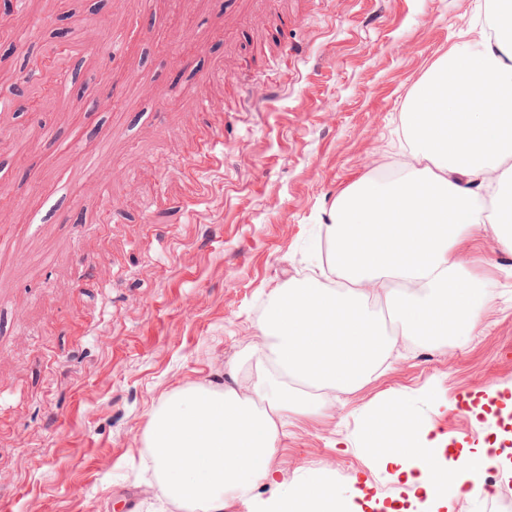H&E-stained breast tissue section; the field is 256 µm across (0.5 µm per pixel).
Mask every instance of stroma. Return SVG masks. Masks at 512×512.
<instances>
[{"instance_id":"35a3bbf8","label":"stroma","mask_w":512,"mask_h":512,"mask_svg":"<svg viewBox=\"0 0 512 512\" xmlns=\"http://www.w3.org/2000/svg\"><path fill=\"white\" fill-rule=\"evenodd\" d=\"M30 0L0 17V512H176L143 438L174 392L245 384L241 355L289 279L328 284L325 228L360 178L400 173L416 83L490 0ZM81 27L67 57L61 16ZM46 23L35 41L27 29ZM13 52H5L6 44ZM72 72L68 95L24 83ZM52 126L7 106L13 89ZM207 110H200L199 100ZM112 138L100 177L58 192L90 131ZM489 282L471 335L399 336L385 371L333 411L286 423L279 478L348 476L383 505L413 486L370 448L362 416L394 397L452 447L512 448V418L468 398H512V249L491 226L456 248Z\"/></svg>"}]
</instances>
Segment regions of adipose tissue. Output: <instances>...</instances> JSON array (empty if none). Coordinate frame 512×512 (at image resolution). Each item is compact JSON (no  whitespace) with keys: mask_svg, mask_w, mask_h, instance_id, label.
Returning <instances> with one entry per match:
<instances>
[{"mask_svg":"<svg viewBox=\"0 0 512 512\" xmlns=\"http://www.w3.org/2000/svg\"><path fill=\"white\" fill-rule=\"evenodd\" d=\"M475 54L450 51L415 86L403 128L404 174L363 178L336 199L327 225V260L343 287L313 278L275 289L259 322L260 344L239 359L248 387H190L168 396L144 434L161 494L183 512H224L274 480L286 414L326 412L337 394L361 388L396 340L368 302L383 299L403 335L433 343L469 335L490 293L459 260L455 246L482 224L479 194L512 248V0H496L491 28H478ZM371 444L386 441L396 475L421 488L427 504L461 492L484 468L488 450L447 457L443 436L412 427L393 403L369 413ZM329 483H291L263 512H364Z\"/></svg>","mask_w":512,"mask_h":512,"instance_id":"adipose-tissue-1","label":"adipose tissue"}]
</instances>
